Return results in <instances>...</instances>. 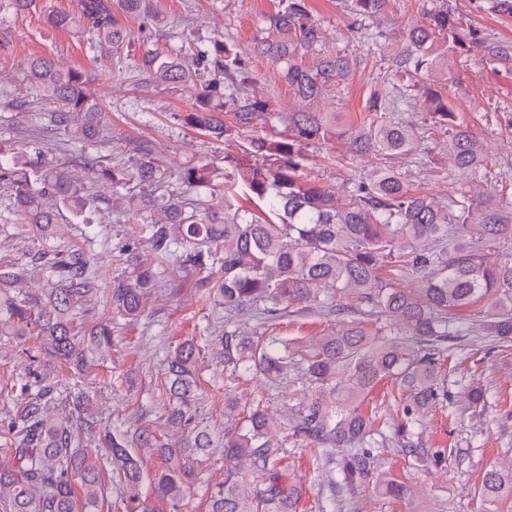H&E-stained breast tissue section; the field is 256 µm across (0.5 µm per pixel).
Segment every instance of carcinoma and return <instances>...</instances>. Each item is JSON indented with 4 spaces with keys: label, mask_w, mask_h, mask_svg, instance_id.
Instances as JSON below:
<instances>
[{
    "label": "carcinoma",
    "mask_w": 512,
    "mask_h": 512,
    "mask_svg": "<svg viewBox=\"0 0 512 512\" xmlns=\"http://www.w3.org/2000/svg\"><path fill=\"white\" fill-rule=\"evenodd\" d=\"M83 18L92 24L94 42L120 45L130 40L114 18L118 11L143 20L155 17L153 0H82ZM282 8L268 18V29L277 37L256 41L253 53L279 66L293 96L304 103L320 98L327 89L346 81L351 61L343 53L323 58L308 67L299 52L325 41L320 23L310 15L306 0H281ZM359 29L384 13L389 0H347ZM402 50L392 59L395 73L413 72L427 77L449 53L482 48L494 60L507 49L485 44L474 36L457 33L448 11L427 14L401 31ZM147 83L194 90L191 112L174 114L177 124L198 129L220 140L236 130L256 124L274 129L271 138L250 140L252 152L264 155L261 164L247 165L224 156V170L207 163L192 164L178 172L188 188L211 193L224 188V212L208 206L202 196L192 203L163 192L168 174L151 144L135 148L126 170L109 168L96 158L84 168L112 184V198L128 199L138 210L151 213L141 225L136 242L147 245L146 258L135 247L128 262L131 280L111 291L96 279L90 257L71 250L42 262L40 242L56 237L58 212L46 207L50 197L83 224V235L94 233V206L81 194L78 179L54 164L46 151L33 146L23 161L0 152V184L11 190L13 207L22 223L35 227L37 237L20 239L31 266L0 265V334L23 336L36 332L42 353L83 367L92 355L112 344V330L81 318L86 298L107 293L112 308L135 318L144 293L156 287L165 266L193 269L224 304V309L257 312L270 319L294 305L321 309L326 288L354 302L336 305V315L366 309L385 317L375 331L353 320L308 343L290 347L279 336L243 337L224 332V369L239 377L261 375L275 383L297 367L311 388L295 431L328 453L341 452L339 471L347 485L367 481L374 470L371 448L384 437L381 425L362 405L383 381L414 394L425 406L437 396L440 380L438 357L457 335L456 312L483 303L476 331L499 340L512 339V258L488 261L485 249L512 241V193L501 192L476 201L466 193L439 201L412 191L401 176L378 167L349 182L343 202L304 172L303 147L325 139L333 124L320 112L301 109L280 115L268 111L266 101L249 93L254 82L243 55L222 41L209 46L189 45L184 53L162 56L147 52L134 62ZM27 79L41 98L54 107L32 120L53 127L73 139L91 144L103 137L104 110L99 106L83 72L61 70L43 56L26 63ZM407 91L374 95L365 105L371 123L350 142L357 154L407 155L417 149L418 137L409 127L383 120L397 103L413 104ZM428 110L452 126L448 143L450 165L462 173L485 167L480 141L458 121L441 93H428ZM231 116L233 124L224 121ZM283 130H277V125ZM138 188L126 197L121 190ZM256 201V210L237 205L238 197ZM40 271L50 287L38 297L19 298L13 288L25 275ZM412 276L416 285L403 288ZM198 341L186 340L166 358L165 397L170 402L167 424L187 434V447L198 453L224 449L233 461L243 458L265 471L261 484H251L235 469L215 485L208 512H297L300 491L285 483L274 435L265 410L256 407L238 430L224 433L217 442L195 422L191 412L198 389ZM19 376L15 386L23 408L0 420V432L9 447L0 450V512H76V495L87 509L112 496L97 469L87 465L91 445L105 448L112 477L121 487L125 512H148L142 499L145 479L142 460L130 448H154L157 437L150 430L114 436L94 421L92 401L77 395L65 418L51 415L54 387L40 368V357ZM170 465L155 474L158 496L176 502L183 494L185 477L191 475L189 458H178L168 449ZM383 495L399 499L407 487L381 478ZM483 495L491 502L512 490V475L491 468L482 477Z\"/></svg>",
    "instance_id": "1"
}]
</instances>
